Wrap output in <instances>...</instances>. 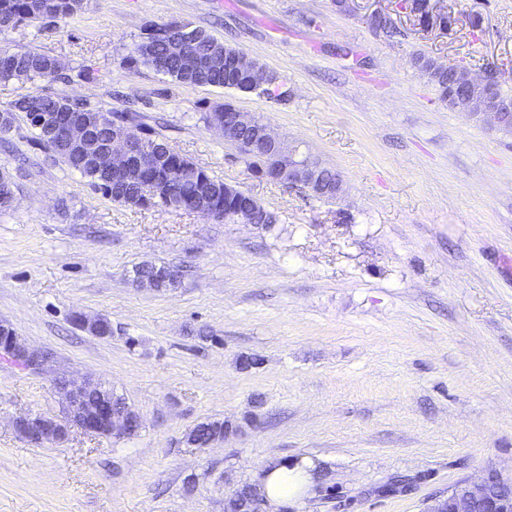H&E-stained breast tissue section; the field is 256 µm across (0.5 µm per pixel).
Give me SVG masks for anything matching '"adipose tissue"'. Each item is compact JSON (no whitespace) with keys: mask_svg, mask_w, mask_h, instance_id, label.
Segmentation results:
<instances>
[{"mask_svg":"<svg viewBox=\"0 0 512 512\" xmlns=\"http://www.w3.org/2000/svg\"><path fill=\"white\" fill-rule=\"evenodd\" d=\"M316 473L314 461H288L269 458L255 481L258 494L270 506L296 499L305 494L313 483Z\"/></svg>","mask_w":512,"mask_h":512,"instance_id":"obj_1","label":"adipose tissue"}]
</instances>
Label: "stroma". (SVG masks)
Segmentation results:
<instances>
[{
  "mask_svg": "<svg viewBox=\"0 0 512 512\" xmlns=\"http://www.w3.org/2000/svg\"><path fill=\"white\" fill-rule=\"evenodd\" d=\"M85 0L73 17L0 31V48L59 59L57 82H0L164 122L179 154L252 195L270 227L130 209L39 145L24 117L0 136L14 202L0 210V322L46 353L0 355V512H224L269 457L318 469L288 512H425L432 497L512 473V131L442 102L426 56L512 96V0ZM397 29L376 31L371 16ZM207 31L277 76L267 93L175 84L131 67L153 24ZM263 118L342 179L317 197L251 169L203 117ZM177 266L174 288L140 265ZM83 313L111 337L78 327ZM89 377L139 414L135 435L21 437L59 417L54 380ZM227 421L222 444L185 436ZM196 485H189V478Z\"/></svg>",
  "mask_w": 512,
  "mask_h": 512,
  "instance_id": "stroma-1",
  "label": "stroma"
}]
</instances>
